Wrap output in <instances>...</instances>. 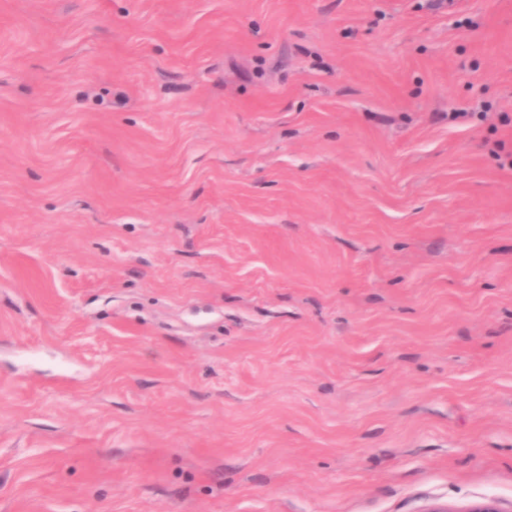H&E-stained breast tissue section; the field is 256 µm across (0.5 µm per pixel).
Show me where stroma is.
<instances>
[{"label": "stroma", "instance_id": "obj_1", "mask_svg": "<svg viewBox=\"0 0 512 512\" xmlns=\"http://www.w3.org/2000/svg\"><path fill=\"white\" fill-rule=\"evenodd\" d=\"M486 499L512 0H0V512Z\"/></svg>", "mask_w": 512, "mask_h": 512}]
</instances>
